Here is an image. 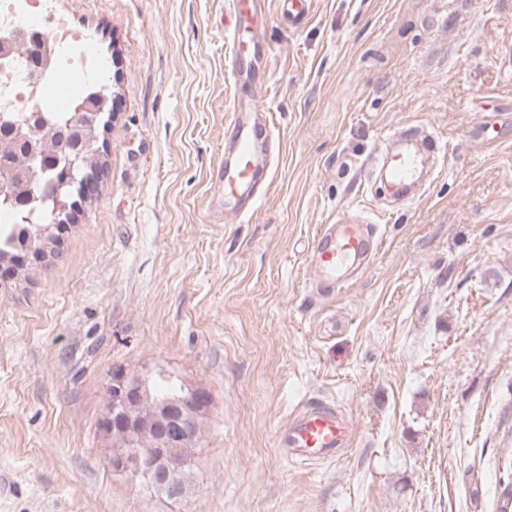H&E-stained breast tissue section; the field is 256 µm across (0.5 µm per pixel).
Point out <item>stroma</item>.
<instances>
[{
    "instance_id": "1",
    "label": "stroma",
    "mask_w": 512,
    "mask_h": 512,
    "mask_svg": "<svg viewBox=\"0 0 512 512\" xmlns=\"http://www.w3.org/2000/svg\"><path fill=\"white\" fill-rule=\"evenodd\" d=\"M105 61V169L52 256L0 275V512H512V0H265L269 181L225 215L209 173L232 79L225 0H51ZM423 126L425 194L384 200L383 136ZM349 210L379 239L346 287L308 266ZM204 392L186 497L112 472L113 369ZM355 427L300 464L304 404Z\"/></svg>"
}]
</instances>
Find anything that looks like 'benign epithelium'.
<instances>
[{"mask_svg": "<svg viewBox=\"0 0 512 512\" xmlns=\"http://www.w3.org/2000/svg\"><path fill=\"white\" fill-rule=\"evenodd\" d=\"M53 51L36 35L13 30L0 35V63L26 58L30 73H41L50 65ZM49 127L42 116L20 124L8 113H0V127L26 142V158L36 163L45 156L36 139L39 127ZM60 143L81 154L82 131L68 126L58 129ZM149 372L116 371L112 379V409L98 421V431L112 441V471L132 480L156 485L171 499L185 497L181 475L190 465L200 437L205 396L189 389L161 400L152 399L147 385Z\"/></svg>", "mask_w": 512, "mask_h": 512, "instance_id": "benign-epithelium-1", "label": "benign epithelium"}]
</instances>
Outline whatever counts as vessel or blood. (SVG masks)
Here are the masks:
<instances>
[{
    "label": "vessel or blood",
    "instance_id": "1",
    "mask_svg": "<svg viewBox=\"0 0 512 512\" xmlns=\"http://www.w3.org/2000/svg\"><path fill=\"white\" fill-rule=\"evenodd\" d=\"M225 40L235 86L233 109L224 134V156L212 169L211 182L219 192L225 212L248 214V205L271 171L268 151L270 131L256 118L263 95L253 91L247 77L263 59L259 53L265 13L260 0H228ZM413 129H403L385 139V167L396 199H405L417 179L423 155L414 144ZM378 248L370 224L342 218L323 225L309 252L315 285L341 287L361 272ZM353 441L351 421L328 408L311 405L298 412L279 437L291 460L306 463L335 458L338 449Z\"/></svg>",
    "mask_w": 512,
    "mask_h": 512
}]
</instances>
